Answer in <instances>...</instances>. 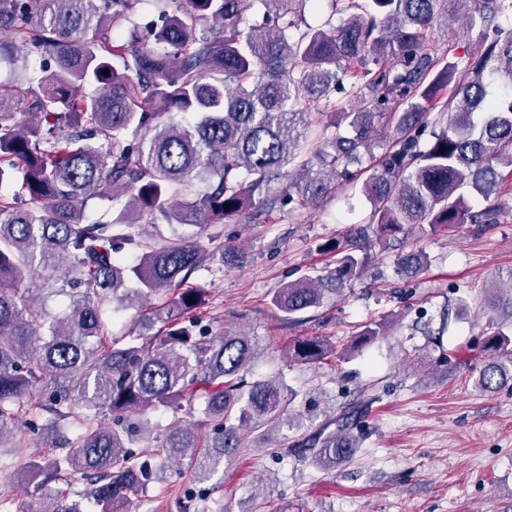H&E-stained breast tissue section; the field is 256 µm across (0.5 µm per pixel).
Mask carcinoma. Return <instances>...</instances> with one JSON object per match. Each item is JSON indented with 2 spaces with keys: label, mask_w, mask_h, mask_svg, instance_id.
I'll use <instances>...</instances> for the list:
<instances>
[{
  "label": "carcinoma",
  "mask_w": 512,
  "mask_h": 512,
  "mask_svg": "<svg viewBox=\"0 0 512 512\" xmlns=\"http://www.w3.org/2000/svg\"><path fill=\"white\" fill-rule=\"evenodd\" d=\"M139 2L0 0V60L39 62L37 88L0 91V465L42 493L40 512H85L89 499L98 512H123L155 471L129 451L139 414L204 398L205 419L173 421L156 448L164 462L191 461L200 482L242 447L245 431L290 417L278 384L245 382L247 337L200 339L205 295L188 281L224 246L166 237L160 225L203 232L284 200L313 205L355 162L382 234L496 224L498 197L512 186V0H331L345 14L332 29L300 25L305 0H158L160 22L115 40ZM456 20L478 29L465 62L455 43L440 53L430 40ZM495 75L506 79L497 95L487 83ZM176 113L193 121L175 122ZM328 116L354 135L310 138ZM383 122L393 135L377 156L372 133ZM430 126L439 130L426 140ZM284 167L296 176L273 197ZM92 200L109 203L112 219L87 221ZM367 242L363 233L334 246L330 276L282 286L273 305L293 322L323 303L325 285L336 292L363 278ZM401 265L418 274L427 257L409 252ZM44 290L69 296L67 311L37 306ZM131 296L154 303L120 343L104 315L132 306ZM487 307L512 322V287L489 290ZM384 332L365 326L349 351ZM511 344L498 330L485 349ZM334 354L314 336L288 344L298 362ZM509 380L512 358L500 357L479 369L476 386ZM47 382L42 400L34 390ZM356 422L357 411L345 412L335 431L300 449L332 471L358 448ZM28 428L45 452L30 451ZM75 475L80 492L49 487Z\"/></svg>",
  "instance_id": "obj_1"
}]
</instances>
